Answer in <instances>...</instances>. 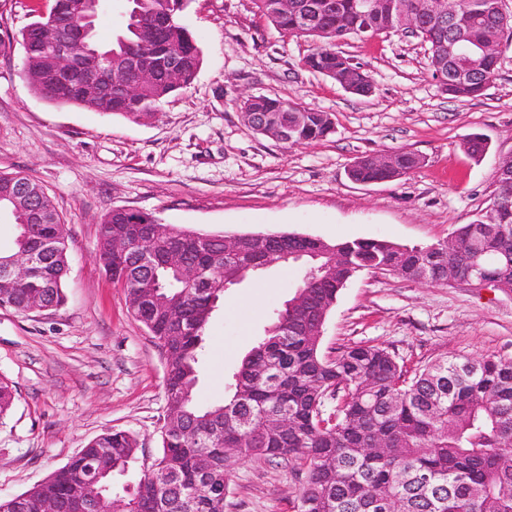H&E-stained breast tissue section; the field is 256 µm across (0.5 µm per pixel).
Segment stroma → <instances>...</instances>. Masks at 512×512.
I'll return each mask as SVG.
<instances>
[{
    "mask_svg": "<svg viewBox=\"0 0 512 512\" xmlns=\"http://www.w3.org/2000/svg\"><path fill=\"white\" fill-rule=\"evenodd\" d=\"M53 0H0V172L42 184L63 218L70 247L65 301L21 314L0 308V375L18 395L0 424V498L32 487L96 436L134 433L141 476L161 452L165 359L106 276L98 228L117 208L152 212L163 223L214 233H295L326 240L380 238L402 245L448 241L483 213L500 160L512 156V36L499 44L485 95L459 101L433 79L411 30L337 49L361 66L372 96L352 95L307 69L305 38L284 37L250 0H190L182 16L202 54L190 87L155 118L133 123L36 95L22 75L21 30ZM249 96L329 113L333 131L283 145L242 116ZM488 152L463 151L471 134ZM412 152L424 163L390 181L359 184L347 171L373 152ZM302 270L275 266L225 289L203 340L196 400H224L244 355L293 297ZM377 345L408 370L443 358H512V293L467 284L432 286L362 272L339 292L320 350L333 356ZM302 478L287 461L234 465L226 512H293Z\"/></svg>",
    "mask_w": 512,
    "mask_h": 512,
    "instance_id": "obj_1",
    "label": "stroma"
}]
</instances>
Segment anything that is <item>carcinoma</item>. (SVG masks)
Here are the masks:
<instances>
[{"instance_id": "1", "label": "carcinoma", "mask_w": 512, "mask_h": 512, "mask_svg": "<svg viewBox=\"0 0 512 512\" xmlns=\"http://www.w3.org/2000/svg\"><path fill=\"white\" fill-rule=\"evenodd\" d=\"M63 16L78 17L88 26L79 56L102 67L112 66L121 79L137 68L153 71L135 96L91 93L73 76L58 77V64L46 44L58 39L63 25L40 17L42 44L25 55L23 75L33 90L62 106H80L134 122L150 120L173 92L190 86L202 64L201 51L181 16L190 0H130L126 25L108 46L94 34L101 0H54ZM435 0H376V13L367 15L360 0H251L253 8L284 36L305 37L315 43L304 65L337 83L352 84L365 71L336 50L355 35L396 30L400 13L417 20L414 33L427 47L433 78L459 73L448 95L465 101L483 95L493 81L498 60L478 53L467 60L448 51L460 36L482 43L512 31V16L493 10L495 0H482L487 9L474 12V0H461L457 14L446 23L434 13ZM178 55L170 71L168 54ZM255 112L280 115L288 103L257 96ZM295 123L292 144L319 140L332 132L325 112L303 109ZM474 159L487 152L474 134L464 143ZM415 154L397 152L392 168H375L368 156L356 161L359 181L400 178L420 167ZM508 161L496 168L493 197L512 195ZM21 174H0V212L14 220L13 251L30 234L50 246L51 262L44 273L11 288L0 287V308L29 314L39 303L64 302L69 267L65 224L51 197L37 182L32 192L39 218L14 203L7 193ZM159 217L143 211L116 209L99 227V257L106 274L123 289L126 304L161 348L166 362V411L161 427L162 450L151 475L136 483L132 512H225L232 466L242 459L286 458L305 479L295 512H512V359H442L410 375L386 349L356 345L325 357L320 351L323 324L346 283L363 271L381 270L426 285L474 283L480 266L496 287L512 293V209L499 211L495 223L476 219L454 233L455 248L444 259L433 246H407L384 239L329 241L308 238L310 254L295 295L278 310L265 336L242 359L233 374L224 402L201 407L195 402L202 336L210 316L224 300V285L237 284L259 266L280 264L282 250L261 244L250 234L239 236L238 251L224 252V236L164 225L160 250L175 249L199 267V280L183 281L165 259L144 260L133 240L134 226L153 224ZM127 253L115 252V243ZM17 390L0 377V420L11 411ZM195 431L192 438L182 426ZM134 434L108 431L91 440L81 453L27 491L0 500V512H42L54 499L58 512H93L89 500L110 504L114 481L138 460ZM208 459L202 472L198 459ZM102 473L92 485L93 471Z\"/></svg>"}]
</instances>
